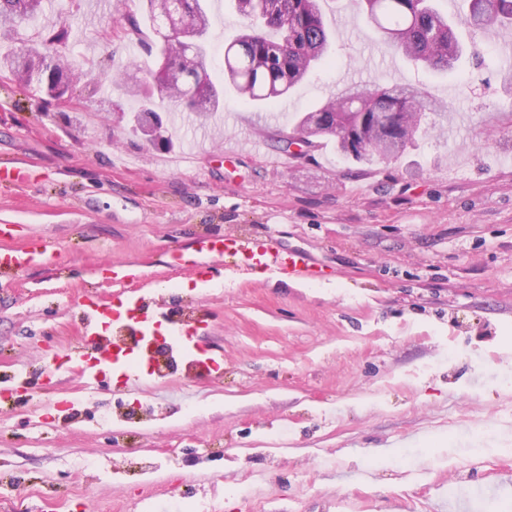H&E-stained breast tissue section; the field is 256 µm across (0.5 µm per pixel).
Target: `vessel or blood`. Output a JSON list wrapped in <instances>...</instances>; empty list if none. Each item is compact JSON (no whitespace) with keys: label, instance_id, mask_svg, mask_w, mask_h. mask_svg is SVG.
Masks as SVG:
<instances>
[{"label":"vessel or blood","instance_id":"1","mask_svg":"<svg viewBox=\"0 0 512 512\" xmlns=\"http://www.w3.org/2000/svg\"><path fill=\"white\" fill-rule=\"evenodd\" d=\"M195 252L201 257L220 258L224 268L233 275L259 274L266 278L287 277L298 281L315 280L317 272L307 254L288 251L280 247L272 237H207L200 239ZM41 254L39 243L20 248L0 245V270L19 271L33 263ZM141 278L136 265L125 264L111 267L107 281L115 287L128 288ZM85 347L81 359L72 362L70 369L78 373L88 389L100 383V366L108 359L104 334L110 326L111 311L96 302L85 305Z\"/></svg>","mask_w":512,"mask_h":512}]
</instances>
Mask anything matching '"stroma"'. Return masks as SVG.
Here are the masks:
<instances>
[{
  "label": "stroma",
  "instance_id": "35a3bbf8",
  "mask_svg": "<svg viewBox=\"0 0 512 512\" xmlns=\"http://www.w3.org/2000/svg\"><path fill=\"white\" fill-rule=\"evenodd\" d=\"M208 74L245 26L207 0ZM333 62L282 105L225 89L206 117L167 98L166 140L132 130L159 42L145 0H50L0 54L66 25L91 65L72 105L0 72V183L8 242L35 238L55 261L0 271V512H512V27L458 29L470 54L441 77L385 45L355 0H322ZM138 29H131L127 16ZM413 85L445 113L427 116L399 159L348 174L333 141L282 164L276 138L349 85ZM241 117L240 126L224 116ZM258 142L225 161L224 142ZM265 235L306 252L314 285L228 276L223 261L168 267L202 236ZM132 263L157 313L191 311L176 368L105 366L83 389L65 369L82 351L84 302L113 304L99 268Z\"/></svg>",
  "mask_w": 512,
  "mask_h": 512
}]
</instances>
